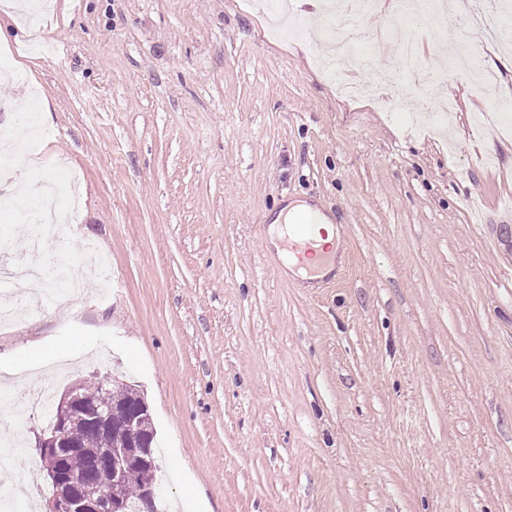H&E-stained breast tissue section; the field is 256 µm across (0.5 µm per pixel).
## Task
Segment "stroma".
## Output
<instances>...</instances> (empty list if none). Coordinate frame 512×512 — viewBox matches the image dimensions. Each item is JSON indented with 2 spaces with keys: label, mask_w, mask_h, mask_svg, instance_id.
<instances>
[{
  "label": "stroma",
  "mask_w": 512,
  "mask_h": 512,
  "mask_svg": "<svg viewBox=\"0 0 512 512\" xmlns=\"http://www.w3.org/2000/svg\"><path fill=\"white\" fill-rule=\"evenodd\" d=\"M10 0L0 101L32 93L16 183L58 187L61 241L30 246L31 203L0 212V262L66 279L107 260L110 292L0 323V357L63 361L0 379L58 398L117 377L143 393L176 512H512V44L473 96L449 52L468 17L381 0L364 33L416 40L420 69L351 97L322 66L326 12L297 0ZM422 79L423 111L402 88ZM294 200L339 230L335 277L292 275L267 230ZM50 412L20 440L11 512L45 507Z\"/></svg>",
  "instance_id": "1"
}]
</instances>
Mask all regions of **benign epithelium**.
<instances>
[{
  "label": "benign epithelium",
  "instance_id": "benign-epithelium-1",
  "mask_svg": "<svg viewBox=\"0 0 512 512\" xmlns=\"http://www.w3.org/2000/svg\"><path fill=\"white\" fill-rule=\"evenodd\" d=\"M148 418V407L140 405L132 410L102 408L83 401L76 388L68 389L51 410L48 432L38 437L37 448L42 453L65 455L68 449L79 444L67 436L69 425L82 421L86 427L101 434L112 432L113 424L126 429L131 437L130 446L115 449L103 458L92 460L90 475L101 484L103 495L87 500L80 493L86 475L67 472L61 468L49 472L48 512H125L126 499L122 488L135 482L154 467L149 444L139 442V428ZM141 512H161L162 495L153 482L143 485Z\"/></svg>",
  "mask_w": 512,
  "mask_h": 512
}]
</instances>
